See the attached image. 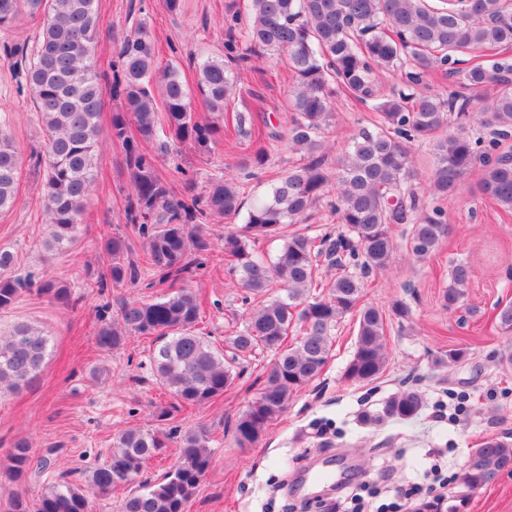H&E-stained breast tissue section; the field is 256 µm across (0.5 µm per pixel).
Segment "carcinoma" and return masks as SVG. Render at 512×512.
I'll return each instance as SVG.
<instances>
[{
	"instance_id": "1",
	"label": "carcinoma",
	"mask_w": 512,
	"mask_h": 512,
	"mask_svg": "<svg viewBox=\"0 0 512 512\" xmlns=\"http://www.w3.org/2000/svg\"><path fill=\"white\" fill-rule=\"evenodd\" d=\"M248 23L239 30L242 15ZM40 20L31 55L20 59L19 75L45 131V146L37 156L44 167L39 185L47 247L66 251L77 240L87 202L94 191L96 152L103 138L100 114L106 94L122 103L112 114L110 139L126 153L134 199L127 220L137 227L143 256L125 257L120 236L108 237L105 249L112 265L96 282L98 292L108 283L136 285L141 265L158 273L159 281L192 280L209 261H231L238 287L259 298L244 329L230 339L231 360L195 332L201 303L189 288L154 301L133 300L120 309L119 322L101 319L96 345L105 352L121 348L132 333L154 336L158 345L151 361L160 384L183 406L206 404L235 382L234 363L257 351L274 350L259 397L237 419L236 442L257 443L272 422L288 408L293 395L322 373L331 350V330L358 304L363 278L388 269L397 250L392 228L408 225V244L418 259L429 257L448 238L442 208L422 202L413 150L428 145L433 156L429 192L432 198L452 193L471 171L481 172V194L512 211V159L500 152L512 136V64L493 58L456 68V56L476 50L512 48V0H230L224 14V57L205 58L196 68V88L208 121L199 120L192 95L175 65L157 68L155 45L146 25L139 23L118 47L117 75L106 88L95 73L91 44L99 28L98 0H0V30L23 17ZM263 49L284 61L293 83L289 95V149L302 163L288 168L267 194L247 213L245 224L224 235L219 247L208 242L207 221L231 218L242 208L241 188L232 177L208 181L203 194H178L157 172V159L139 148L130 135L158 134L189 142L207 152L224 133V113L238 93L241 73L224 61L246 63L239 41ZM447 68L459 87L444 96L420 92L424 78ZM400 86L385 90L390 75ZM490 89V106L473 104L461 90ZM343 96L377 113L336 153V174L326 167L325 135L335 122L334 101ZM448 134L439 136L442 131ZM270 155L265 147L243 160L244 169H262ZM20 153L0 123V213L9 211L19 192ZM341 230L317 239L294 233L275 262L252 253L248 241L277 236L286 224H302L329 196ZM330 268L348 264L359 273L342 272L330 279L324 295L319 287L318 260ZM15 256L0 248V311L9 309L25 292L67 307L72 291L55 280L15 274ZM473 270L458 263L444 294L448 308L464 301ZM285 295L260 301L274 284ZM301 323L303 336L286 343L288 329ZM49 352V338L28 324L18 323L0 334V394L33 381ZM386 364L385 320L373 306L360 310L356 346L346 368L347 379L366 382ZM422 409L414 390L391 397L383 417L405 422ZM174 443L177 458L157 484L129 489L118 512H185L186 504L206 475L211 452L205 430L172 427L159 435L139 428L115 438L107 460L88 477L100 495L131 482L150 458ZM6 472L14 480L28 474L31 452L27 442L14 444ZM512 472V443L489 439L470 449L457 482L462 491L446 504L441 498L422 499L409 512H465L468 496ZM60 475L53 486L29 501L18 497L12 512H93L85 490Z\"/></svg>"
}]
</instances>
